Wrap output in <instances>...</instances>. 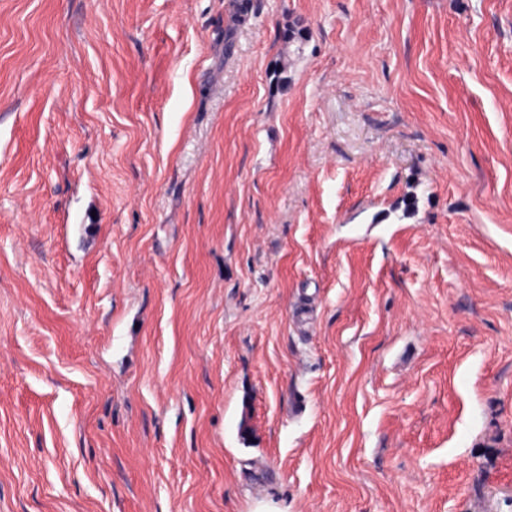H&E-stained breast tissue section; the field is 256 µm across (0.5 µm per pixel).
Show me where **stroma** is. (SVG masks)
<instances>
[{"mask_svg":"<svg viewBox=\"0 0 512 512\" xmlns=\"http://www.w3.org/2000/svg\"><path fill=\"white\" fill-rule=\"evenodd\" d=\"M228 3L0 0V512H512V0Z\"/></svg>","mask_w":512,"mask_h":512,"instance_id":"1","label":"stroma"}]
</instances>
